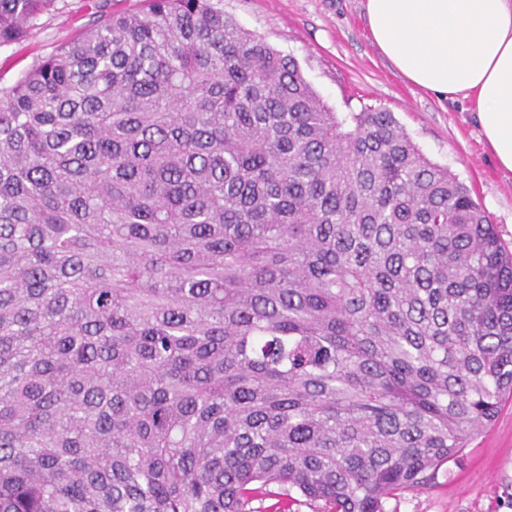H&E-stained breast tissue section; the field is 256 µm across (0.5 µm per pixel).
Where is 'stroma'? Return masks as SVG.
Listing matches in <instances>:
<instances>
[{
  "label": "stroma",
  "mask_w": 512,
  "mask_h": 512,
  "mask_svg": "<svg viewBox=\"0 0 512 512\" xmlns=\"http://www.w3.org/2000/svg\"><path fill=\"white\" fill-rule=\"evenodd\" d=\"M245 30L293 56L306 81L338 113L392 112L432 162L471 190L512 250V173L499 168L467 101L405 80L373 45L363 0H223ZM141 0H54L21 41L0 46V87L92 27L100 16L135 12ZM384 512H512V401L493 426L416 490L393 491Z\"/></svg>",
  "instance_id": "stroma-1"
}]
</instances>
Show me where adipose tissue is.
I'll return each mask as SVG.
<instances>
[{"label": "adipose tissue", "mask_w": 512, "mask_h": 512, "mask_svg": "<svg viewBox=\"0 0 512 512\" xmlns=\"http://www.w3.org/2000/svg\"><path fill=\"white\" fill-rule=\"evenodd\" d=\"M371 37L413 84L468 98L512 172V0H364Z\"/></svg>", "instance_id": "adipose-tissue-1"}]
</instances>
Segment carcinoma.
Masks as SVG:
<instances>
[{"label":"carcinoma","mask_w":512,"mask_h":512,"mask_svg":"<svg viewBox=\"0 0 512 512\" xmlns=\"http://www.w3.org/2000/svg\"><path fill=\"white\" fill-rule=\"evenodd\" d=\"M53 0H0V45ZM512 397V253L222 0L0 88V512H384Z\"/></svg>","instance_id":"carcinoma-1"}]
</instances>
